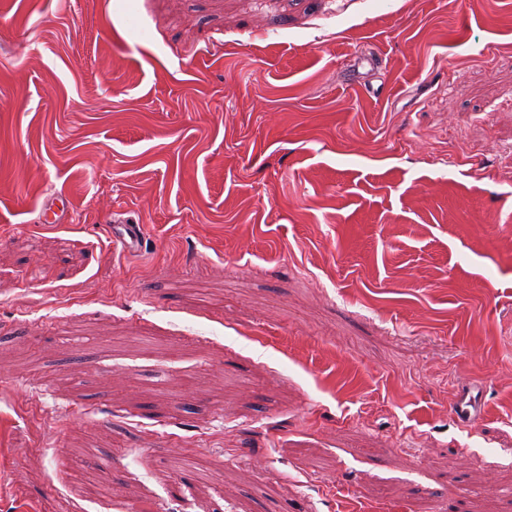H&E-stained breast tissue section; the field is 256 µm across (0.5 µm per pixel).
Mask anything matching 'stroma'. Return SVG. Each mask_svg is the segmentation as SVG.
<instances>
[{
    "instance_id": "35a3bbf8",
    "label": "stroma",
    "mask_w": 512,
    "mask_h": 512,
    "mask_svg": "<svg viewBox=\"0 0 512 512\" xmlns=\"http://www.w3.org/2000/svg\"><path fill=\"white\" fill-rule=\"evenodd\" d=\"M509 143L512 0H0V512H512ZM110 228L113 230V239L119 241L128 252H137L143 238L142 224H113L110 221Z\"/></svg>"
}]
</instances>
